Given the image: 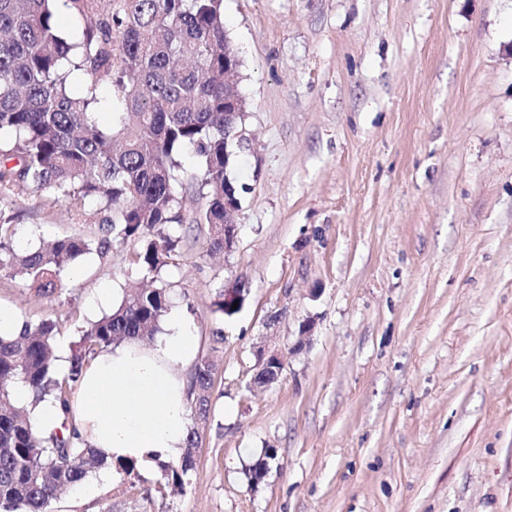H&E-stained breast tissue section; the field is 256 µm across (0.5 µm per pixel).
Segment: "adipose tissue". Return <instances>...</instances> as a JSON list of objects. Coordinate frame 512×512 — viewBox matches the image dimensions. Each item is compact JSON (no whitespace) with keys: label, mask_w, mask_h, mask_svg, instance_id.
<instances>
[{"label":"adipose tissue","mask_w":512,"mask_h":512,"mask_svg":"<svg viewBox=\"0 0 512 512\" xmlns=\"http://www.w3.org/2000/svg\"><path fill=\"white\" fill-rule=\"evenodd\" d=\"M198 353L195 325L173 312L151 348L129 342L86 367L73 403L80 436L107 463L152 469L180 457L189 417L186 370Z\"/></svg>","instance_id":"ef3b65f1"}]
</instances>
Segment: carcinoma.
<instances>
[{"instance_id": "obj_1", "label": "carcinoma", "mask_w": 512, "mask_h": 512, "mask_svg": "<svg viewBox=\"0 0 512 512\" xmlns=\"http://www.w3.org/2000/svg\"><path fill=\"white\" fill-rule=\"evenodd\" d=\"M58 1L77 25L73 36L60 30ZM236 64L223 0H0V199L50 192L91 199L99 214L94 237L22 248L13 218L0 211V272L37 298L56 299L69 291L66 273L79 256L105 259L114 246L136 242L149 283L82 331L63 376L55 369L56 321H25L18 335L0 337V512H50L61 491L104 465L73 424L71 394L97 354L154 336L171 309L168 286L155 277L178 247L169 227L206 224L207 251L224 252V210L240 207L224 176V131L241 123L224 100V67ZM79 77L87 80L81 92L73 87ZM105 107L115 117L108 128L96 120ZM187 153L197 159L188 168ZM215 369L208 357L196 361L185 448L159 463L178 490L195 469ZM18 383L33 403L60 407V427L33 424L12 399Z\"/></svg>"}]
</instances>
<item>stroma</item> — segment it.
Segmentation results:
<instances>
[{
    "label": "stroma",
    "instance_id": "obj_1",
    "mask_svg": "<svg viewBox=\"0 0 512 512\" xmlns=\"http://www.w3.org/2000/svg\"><path fill=\"white\" fill-rule=\"evenodd\" d=\"M224 26L237 242L211 256L207 225H173L160 271L217 364L196 469L181 492L94 471L52 512H512V0H224ZM0 210L33 246L98 231L50 193ZM134 252L81 256L52 301L0 272V304L72 352ZM238 279L243 308L215 312ZM262 347L285 369L254 389ZM225 289H222L218 294V300L214 302V306L216 307L215 311H219L221 314H225L230 317L240 311V308L237 307L235 310H232V307H228L226 303L224 304V300H235V301H245L246 295L248 293V287L245 281L238 280L230 284L229 286H225ZM242 291L240 294L239 292Z\"/></svg>",
    "mask_w": 512,
    "mask_h": 512
}]
</instances>
